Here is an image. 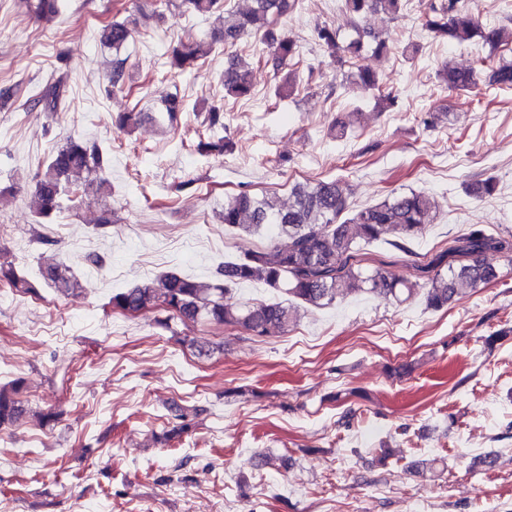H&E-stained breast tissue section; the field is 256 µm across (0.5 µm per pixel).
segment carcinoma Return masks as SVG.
<instances>
[{"label": "carcinoma", "mask_w": 512, "mask_h": 512, "mask_svg": "<svg viewBox=\"0 0 512 512\" xmlns=\"http://www.w3.org/2000/svg\"><path fill=\"white\" fill-rule=\"evenodd\" d=\"M243 12H227L222 26L211 39L232 46L248 30H265L266 46L279 63L299 56L297 43L288 36H276L268 26L271 19L289 11L292 0H249ZM341 10L349 25L359 30L360 22L370 12L395 16L407 0H341ZM193 11L211 14L220 9V0H182ZM426 27L435 36L455 43L475 37L492 48L488 82L499 88H512V61L496 57L495 50L506 41L504 30L484 26L464 0H425ZM136 21H113L104 26L103 41L120 50L134 33ZM318 41L331 54L340 50L354 58L364 48L363 37L344 45L337 42V31L324 24L316 28ZM211 44L192 42L174 48L169 58L170 69L184 70L209 53ZM448 89L459 90L473 84V72L447 68ZM356 85L373 94L375 104L388 100L381 94L379 79L367 70L358 72ZM66 88V76L60 74L40 90L33 99L43 112L58 111ZM225 93L236 98L251 95V72L231 61L224 71ZM209 127L214 134L199 140L202 155H222L228 147L216 131L224 128V113L213 106L208 112ZM109 157L100 144L81 136H70L47 159L36 186V215L46 218L62 209L63 196L74 202L90 187L110 190L101 177ZM437 204L421 191H409L358 209H349L339 183L323 180L314 185L294 186L288 198L276 194H253L241 191L224 201V227L258 233L268 226L278 229L277 237L233 261L217 268V277L209 282L177 272H167L157 279L112 293L108 305L115 313L138 314L162 309L167 316L158 321L164 328L177 320L187 325L201 320L222 324L250 338L265 340L288 333L298 320L297 308L286 302H261L231 305L224 301L232 287L246 282H262L309 306L329 307L355 292L376 293L396 302H406L425 295L426 303L441 309L468 289H475L498 278L495 266L486 263L485 255L499 253L512 256V233L504 235L479 224L471 225L448 249L429 264L425 280L399 277L382 267L359 264L360 245L382 241L412 256V244L424 225L432 223ZM0 279L22 294H37L33 282L18 275L12 263L0 261ZM40 281L67 296L82 292L81 282L64 262H50L40 269ZM21 381L0 385V427L21 423L26 416L48 425L57 420V412L48 409L28 411L19 398ZM177 423L164 434L167 440L187 433L189 413L175 415Z\"/></svg>", "instance_id": "carcinoma-1"}]
</instances>
